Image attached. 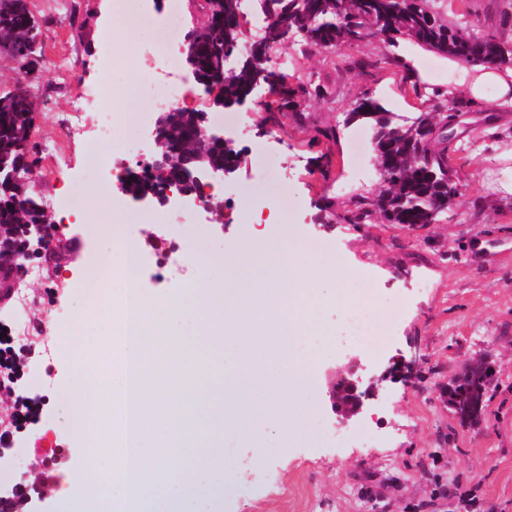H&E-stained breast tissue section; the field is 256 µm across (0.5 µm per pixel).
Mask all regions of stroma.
Instances as JSON below:
<instances>
[{"instance_id":"stroma-1","label":"stroma","mask_w":512,"mask_h":512,"mask_svg":"<svg viewBox=\"0 0 512 512\" xmlns=\"http://www.w3.org/2000/svg\"><path fill=\"white\" fill-rule=\"evenodd\" d=\"M114 0H31L40 24L43 53L50 66L34 85L38 112L32 137L37 149L31 188L42 198L79 194L84 208L97 206V186H111L113 223L145 204L116 187L106 172L89 170V156L107 146L91 132L72 136L62 163L47 160L41 147L54 135L72 102L87 96L100 75V62H114L112 106L125 116L129 148L148 140L140 126L141 100L125 88L143 78L140 48L153 37L168 0H127L113 14ZM445 20L468 22L478 32H493L512 41V0H438ZM385 38L325 50L301 51L288 42L272 52L270 66L288 73L292 90L288 107L269 116L265 107L279 105L277 92L261 89L235 111L240 126L225 131L241 153L242 165L224 185V217L211 220L194 206L165 210L172 236L188 240L198 254L200 279L213 276L210 255L224 256L227 268L249 273L256 259L245 248L248 225L262 230L271 257L296 244L309 265L326 271L335 265L360 270L349 283L352 294L372 293L379 301L399 294L382 348L370 353L348 339L349 310L326 305L308 346L317 353L310 386L303 395V429L283 447L267 450L254 465L250 444L225 436L224 466L236 471L232 491L221 498L197 496L193 512H512V194L501 185L512 180V112L490 124L493 104L469 101L448 145L459 203L436 223L417 227L372 219L353 223L356 205L370 207L380 182L372 153L353 160L347 117L364 98L412 119L436 110L438 90L448 79L444 57L404 40L416 63L407 76L389 56ZM317 84L315 97L298 85ZM266 158L257 161V149ZM63 207L49 210L63 227L70 250L52 267L29 263L24 282L35 301L31 317L50 310L66 312L56 323V339L30 355V375L46 394L45 419L39 432L23 431L19 442L29 454L13 460L12 479L33 473L42 453L59 443H74L68 415L74 403L66 390L75 353L91 346L105 366L119 364L115 341L119 319L110 310L75 318L85 289L80 277L100 254L120 248L102 225L68 221ZM150 227L135 224L139 243L137 282L154 294L193 295L179 270L159 275L147 245ZM70 334L63 344L61 334ZM419 355L412 382L385 371L392 358ZM356 357L363 383H374L375 397L359 421L342 422L329 391L347 357ZM485 359L491 369L481 422L461 426L447 402L446 389L471 360Z\"/></svg>"}]
</instances>
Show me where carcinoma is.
<instances>
[{
	"label": "carcinoma",
	"mask_w": 512,
	"mask_h": 512,
	"mask_svg": "<svg viewBox=\"0 0 512 512\" xmlns=\"http://www.w3.org/2000/svg\"><path fill=\"white\" fill-rule=\"evenodd\" d=\"M262 14L273 18L263 43L252 57L234 67H216L224 49L236 52L244 43L234 0H205L204 20L185 36V61L197 76L196 84L208 90L221 84L224 105L232 106L249 94L258 68L265 67L266 49L283 43L287 34L311 49L351 46L378 33L401 34L442 56L467 63L503 65L512 50L494 35L482 34L467 23H446L429 0H256ZM315 24H306L308 19ZM39 31L29 0H0V52L38 40ZM210 106L180 108L165 129L180 152L155 174L129 173L122 190L136 200L179 184L191 170L233 164L239 151L214 144L199 149ZM349 117L362 119L372 129L374 159L380 186L372 209L354 215L361 224L379 214L386 224H433L448 213L460 192L452 179L448 135L436 131L433 113L422 112L410 122L388 112L376 100L359 103ZM34 118L28 99L10 90L0 91V253L4 260L25 258L26 228L47 224L43 205L29 188L13 183L8 174L17 167H33L32 152L22 150L30 139ZM483 359L469 363L448 387V403L461 420L479 422L485 410L488 382Z\"/></svg>",
	"instance_id": "carcinoma-1"
}]
</instances>
